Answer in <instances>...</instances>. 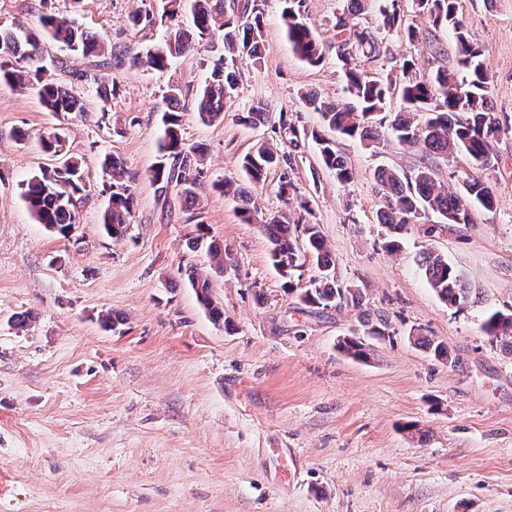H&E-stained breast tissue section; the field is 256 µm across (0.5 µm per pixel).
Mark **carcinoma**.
Returning <instances> with one entry per match:
<instances>
[{
	"instance_id": "obj_1",
	"label": "carcinoma",
	"mask_w": 512,
	"mask_h": 512,
	"mask_svg": "<svg viewBox=\"0 0 512 512\" xmlns=\"http://www.w3.org/2000/svg\"><path fill=\"white\" fill-rule=\"evenodd\" d=\"M370 0H349L348 11L336 17V56L343 63L348 97L330 101L315 94L306 96V102L320 113L329 130L340 136L357 137L374 143L381 139L380 129H387L399 144L418 148L426 157L439 154H465L471 161L488 165L493 156V142L512 132V124L495 111L488 90V74L481 47L469 35L465 24L457 16L456 0H416V6L426 13L434 27L452 26L455 31L456 51L459 64L465 71L439 65L425 75L416 71L411 56L400 59L401 83L397 86L384 77H371L357 68L355 53L377 60L383 55L382 42L373 32L358 22ZM187 11L192 17L193 31H188L174 20ZM382 25L393 30L401 40L413 44L423 35L421 30L405 22L396 6L380 9ZM287 36L302 60L315 66L324 55V45L307 25L301 13L290 6L285 11ZM167 26L161 42L141 51L115 50L110 58L119 65L125 64L144 71H161L171 59L190 51L194 45H205L212 53L211 72L196 94L194 105L203 122L212 123L224 118V102L236 90V60L248 58L254 62L262 58V0H236L230 9L224 8V0H163L162 13L139 11L131 16L133 27L151 30L163 20ZM40 23L45 37L54 44L65 47L75 56L101 57L105 55L103 39L86 30L73 18L44 14ZM0 53L9 56L0 61V82L21 89L33 90L42 103L53 112H84L86 108L75 85L92 82L97 88L104 87L102 76L91 69L71 70V80L63 81L46 76L45 55L41 41L21 25L0 27ZM398 89L406 104L391 120L379 117L387 102ZM182 86L168 88L164 95L163 137L159 142L160 160L151 169L150 179L158 189L170 184L179 186L185 202L198 204L196 182L201 174L198 158L204 153L201 146L187 147L180 136L184 105ZM428 113L420 123L414 115ZM268 105L257 101L241 113L240 120L246 125L268 121ZM278 133L282 144L298 148L307 133L294 123L279 116ZM318 145L321 163L336 174L341 184L349 183L353 172L348 161L336 150V142L312 133ZM41 149L58 157V165L32 175L22 183L21 196L34 220L66 238L78 223L77 203L86 191V181L81 163L70 154L66 128L56 127L39 136ZM290 165V156L267 141L252 146L241 161L243 183L232 187L222 185L224 193L237 203V213L245 224H252L258 215L254 191L266 185L269 174L282 166ZM103 170L108 175L110 190L108 206L101 214V224L114 238L126 236L131 225L135 206L134 193L125 182L123 162L108 155L103 160ZM385 200L380 210L379 223L387 228L384 247L391 253L400 249L401 239L413 224L433 213L444 224L472 223V210L480 206L493 208L496 194L493 188L477 179L463 182L460 190L450 191L436 177L431 166L423 164L411 173H400L387 167L374 172ZM260 228L269 243V259L272 267L284 279L288 293L296 292L293 273L310 257L318 269L308 288L299 296L302 303L316 309L341 308L359 305L362 296L358 289L341 286L335 279V263L317 224H299L290 210L285 209L260 222ZM302 232L307 240V251H301L296 232ZM207 225H195L187 247L195 250L207 245L216 269L224 270L233 265L231 254L218 243H205ZM422 266L426 280L446 305L463 309L469 303V290L447 258L428 250L422 254ZM188 281L209 310L213 319H224V311L213 305L210 299V283L190 272ZM483 329L493 339L508 341L512 348V307L506 311H492L483 323ZM414 344L430 352L440 360L448 357L447 348L428 336L411 335ZM338 348L356 360H367L371 349L353 333L338 341Z\"/></svg>"
}]
</instances>
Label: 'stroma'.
<instances>
[{"instance_id": "stroma-1", "label": "stroma", "mask_w": 512, "mask_h": 512, "mask_svg": "<svg viewBox=\"0 0 512 512\" xmlns=\"http://www.w3.org/2000/svg\"><path fill=\"white\" fill-rule=\"evenodd\" d=\"M346 0H302L301 12L327 49L319 65L288 42L284 0H264L263 58L241 60L239 86L220 122L182 117L186 146L205 154L196 191L201 210L177 189L159 195L149 178L158 159L162 96L168 85L199 86L211 55L196 47L162 71L104 65L115 86L101 100L78 85L85 113L47 111L38 97L0 84V512H512V350L482 329L512 307V134L494 145V163L463 154L424 158L388 140L372 148L341 138L353 169L342 184L313 140L292 150L287 173L307 220L320 225L340 284L358 288L360 307L311 311L283 289L259 225L242 223L221 182L242 179L241 158L275 140L280 112L305 131H324L303 96L346 98L333 44ZM424 37L401 41L381 26L378 6L360 23L383 42L379 60L357 56L373 76L400 79L401 56L426 68L433 46L455 66L452 29L433 27L413 0H398ZM158 0H0V26L75 18L114 47L143 48L163 27L142 32L128 18ZM458 16L483 50L497 111L512 117V0H458ZM268 104L271 120L244 125L241 112ZM63 125L82 159L88 187L70 238L36 223L20 183L52 166L38 133ZM28 139H20V132ZM119 156L135 195L124 239L107 236L105 155ZM429 163L457 189L466 178L492 186V210L472 223L414 225L397 253L384 247L377 214V168L409 172ZM224 245L235 266L215 271L186 238L196 223ZM443 254L471 292L448 307L420 266L426 249ZM211 281L226 321L214 322L186 268ZM33 313L26 328L18 316ZM123 318L102 326L106 313ZM384 317L387 334L368 361L338 349L364 315ZM420 331L448 349L437 360L410 341ZM295 466L282 474L281 449Z\"/></svg>"}]
</instances>
